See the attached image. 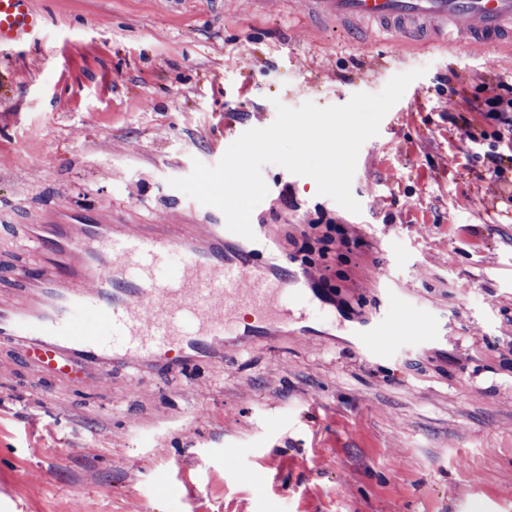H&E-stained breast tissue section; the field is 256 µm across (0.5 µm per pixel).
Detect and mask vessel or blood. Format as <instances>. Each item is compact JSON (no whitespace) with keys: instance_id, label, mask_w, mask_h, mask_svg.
Returning <instances> with one entry per match:
<instances>
[{"instance_id":"vessel-or-blood-1","label":"vessel or blood","mask_w":512,"mask_h":512,"mask_svg":"<svg viewBox=\"0 0 512 512\" xmlns=\"http://www.w3.org/2000/svg\"><path fill=\"white\" fill-rule=\"evenodd\" d=\"M345 22L376 20L412 40L436 22L457 39L512 43V0H313ZM43 25L32 0H0V47ZM223 225L191 236L167 225L137 230L112 222L33 224L29 240L46 255L38 270L18 271L0 297V340L43 368L75 379L113 369L185 368L222 361L224 339L264 341L287 323L290 306L312 303L300 272H261L250 252H224ZM369 352L386 350L394 323L368 329Z\"/></svg>"}]
</instances>
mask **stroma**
I'll list each match as a JSON object with an SVG mask.
<instances>
[{
  "mask_svg": "<svg viewBox=\"0 0 512 512\" xmlns=\"http://www.w3.org/2000/svg\"><path fill=\"white\" fill-rule=\"evenodd\" d=\"M44 28L0 48V292L25 225L221 224L172 188L277 105L340 106L423 69L361 147L352 213L269 164L254 259L290 260L308 220L364 238L326 304L274 345L176 371L66 382L0 344V512H512V213L441 116L450 74L479 110L512 56L312 12L308 0H33ZM290 187L292 204L281 201ZM391 349L363 353L379 317Z\"/></svg>",
  "mask_w": 512,
  "mask_h": 512,
  "instance_id": "obj_1",
  "label": "stroma"
}]
</instances>
